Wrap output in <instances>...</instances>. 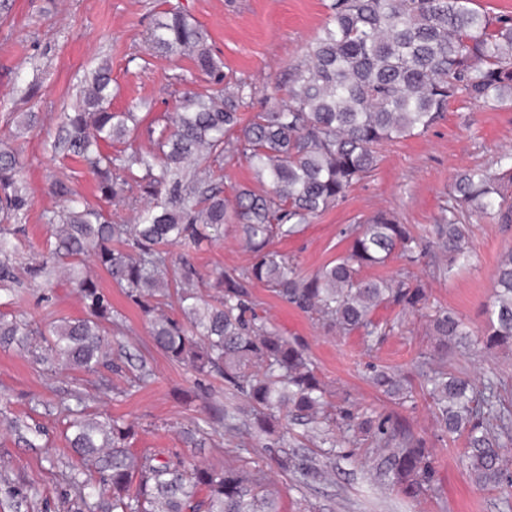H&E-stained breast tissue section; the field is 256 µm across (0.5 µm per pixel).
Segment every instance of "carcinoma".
Masks as SVG:
<instances>
[{
	"label": "carcinoma",
	"mask_w": 512,
	"mask_h": 512,
	"mask_svg": "<svg viewBox=\"0 0 512 512\" xmlns=\"http://www.w3.org/2000/svg\"><path fill=\"white\" fill-rule=\"evenodd\" d=\"M331 14L290 73L288 87H274L270 102L242 123L241 112L254 106L252 84L220 75L201 25L175 10L158 21L148 42L157 52L190 59L196 72L219 88L187 93L181 111L151 130L154 151L110 153L102 145L122 143L132 112L111 109V71L96 72L70 112L60 114L68 153L97 176L100 197L116 199L124 186L137 184L149 202L133 224H117L78 196L67 179L52 193L65 202L49 218L52 233L41 259L27 268L32 279L50 282L55 263L72 269L90 254L113 283L144 302L162 288H173L183 320H150L154 345L199 376L217 375L243 404L214 410L211 418L238 439L227 449L238 464L212 468L177 453L137 455L131 450L135 425L82 413L69 421L67 442L73 457L94 464L99 479L71 484L82 512H278L273 497L260 491L259 469L243 451L249 446L240 427L253 438H267L280 470L306 479L320 476L305 458L288 453L286 409L314 425L323 443L336 447L327 410V390L304 345L280 335L246 299L245 284L256 282L277 297L314 315L342 334L361 331L380 341L386 328L373 319L382 306L400 312L428 305L424 285L402 272L370 278L363 270L385 265L397 254L406 266L437 249L448 255V272L473 259L464 214L479 213L500 224L512 223V202L505 194L512 180V152L498 170L470 169L456 175L452 203L432 238L416 236L408 224L381 211L343 229L350 239L344 257L305 276L284 256L269 249L277 234L296 235L319 213L336 206L350 188L377 165L378 149L427 131L459 96L479 108L512 104V18H493L474 8V0H333ZM22 149L0 142V212L19 218L26 206L20 185ZM226 155H241L254 167L263 191L241 189L227 208L213 166ZM241 226L251 265L214 272L224 297L201 299L199 270L174 259L173 243L197 248L222 225ZM12 252L0 241V290L18 282ZM77 288L86 311L81 319L62 320L50 337L32 343L37 331L22 320H0V346L25 351L41 365H62L94 372L112 367L104 325L114 324L112 303L96 280L85 275ZM441 363L422 374V390L436 411L442 432L465 436L459 461L482 488L512 480L502 449L512 445V416L498 408L491 383L477 388L448 371V348L470 346L489 351L512 348V253L496 271L495 302L482 335L468 330L454 313L431 315ZM371 383L404 401L412 387L389 368L376 369ZM341 424L355 440L387 451L389 479L410 498L432 482L427 442L391 417L339 411ZM211 433L199 424L182 430L187 448H204Z\"/></svg>",
	"instance_id": "cac0c4a2"
}]
</instances>
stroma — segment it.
Returning a JSON list of instances; mask_svg holds the SVG:
<instances>
[{"label":"stroma","instance_id":"stroma-1","mask_svg":"<svg viewBox=\"0 0 512 512\" xmlns=\"http://www.w3.org/2000/svg\"><path fill=\"white\" fill-rule=\"evenodd\" d=\"M0 10V138L17 137L23 147L21 182L27 198L22 221L28 246L22 247L17 267H25L33 248L42 247L52 227L48 222L62 202L51 192L57 179H68L88 203L97 206L96 177L56 143L59 115L70 110L93 72L109 66L114 97L120 112L136 108L141 123L129 144L152 149L147 130L158 119L174 116L186 89H209L189 59L151 54L148 35L162 12L182 9L202 25L224 74L253 83L259 94L284 83L290 65L305 54L319 32L332 0H8ZM512 150V105L496 110L475 107L466 98L452 101L447 112L420 136L384 145L373 172L355 184L346 198L306 224L294 236L273 239V250L293 259L302 274L315 273L346 253L341 231L358 219L380 211L396 215L417 234L429 235L440 223L449 203L454 176L465 169L495 168L499 155ZM469 247L472 265L454 269L451 277L433 272L431 258H423L412 273L424 284L429 307L419 313L398 314L381 307L375 317L394 329L370 347L359 334L342 335L327 329L295 306L274 296L263 285H248L250 300L282 336L307 344L327 391L332 409L349 407L374 415L392 416L404 428L424 437L432 453L435 476L420 497L410 499L392 488L384 455L363 444L329 448L311 438L302 422L289 420V450L306 457L327 475L302 481L271 467L267 449L251 454L263 469V487L274 494L280 512H512L504 495L478 487L458 463L464 438L442 433L423 396L399 403L373 387V369L388 367L420 384L421 356L433 355V310L446 309L473 329L487 323V308L495 298L499 260L512 251V224L472 215ZM172 254L189 253L201 272L220 267L240 270L252 262L240 229L225 225L218 240L199 250L171 246ZM87 272L96 277L124 324L113 332L112 368L94 374L64 366L45 369L30 355L0 347V512H68L73 498L69 475L72 460L64 439L61 410L74 405V392L88 394L89 412L135 422V452L183 453L193 462L224 465V451L234 441L223 433L206 448H183L179 432L203 421L207 407L234 405L235 399L220 378L196 379L190 369L157 349L149 333L150 318L95 264ZM52 287L22 278L8 313L32 318L41 330L63 319L83 316L80 297L56 266ZM450 369L505 387L512 407V351H455ZM146 382L136 383L141 371ZM20 418L43 426L35 447L12 432L7 419Z\"/></svg>","mask_w":512,"mask_h":512}]
</instances>
